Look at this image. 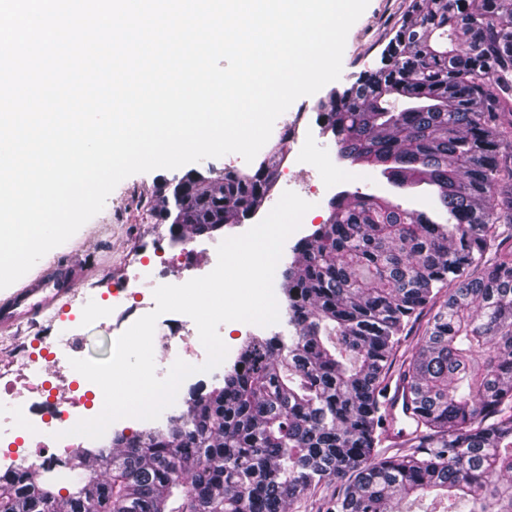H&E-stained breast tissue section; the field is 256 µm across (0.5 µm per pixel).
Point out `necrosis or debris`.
<instances>
[{
	"label": "necrosis or debris",
	"instance_id": "obj_1",
	"mask_svg": "<svg viewBox=\"0 0 512 512\" xmlns=\"http://www.w3.org/2000/svg\"><path fill=\"white\" fill-rule=\"evenodd\" d=\"M171 261L166 247L158 246L153 257L137 265L120 284L110 303L90 297L83 306L84 317L104 323L119 319L132 325L154 308L155 300L145 289L162 279ZM63 342L60 336H44L40 343L45 345V353H37L31 344L16 351L19 373L15 385L7 389L9 404L20 425L17 433L0 434V447L7 450L16 440H23L36 449L35 464L39 467L51 462L52 451L97 445L96 440L73 434L72 429L79 420L98 415V407L89 405L88 400L101 397L102 391L78 372L64 374L56 356Z\"/></svg>",
	"mask_w": 512,
	"mask_h": 512
}]
</instances>
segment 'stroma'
<instances>
[{
  "mask_svg": "<svg viewBox=\"0 0 512 512\" xmlns=\"http://www.w3.org/2000/svg\"><path fill=\"white\" fill-rule=\"evenodd\" d=\"M408 4L409 0H369L366 10L348 33L341 83H351L361 71L378 65L385 36L398 23ZM318 100L315 94L303 96L291 106L292 111L304 113L308 124L307 136L295 146L294 151L321 163H332L337 161L336 146L321 135L316 124L314 106ZM340 164L342 176H357L355 191L387 196L403 206L420 210L430 211L436 205L427 187L398 189L388 184L379 171L347 160ZM227 169L248 172L252 166L242 156L231 153L203 160L192 167L186 165L174 170L157 169L121 181L109 195L104 209L67 242L68 247L75 249L78 257L86 260L92 268L87 281L69 299L72 312H80L83 294L93 292L106 298L111 297L113 287L120 281L125 269L133 265L141 253H152L158 241L168 237V225L159 223L154 214L164 185L177 183L193 170L215 177ZM247 229L248 225L244 222L228 224L216 236L197 237L196 243L202 250L199 267L192 269L183 264L171 266L164 272L167 283L179 285L202 276L206 266L217 263L216 248L219 240L241 235ZM56 331L57 324L51 313L47 312L39 316L36 328L26 327L19 331L0 333V390L14 377L16 368L12 364V356L15 348L33 336H52ZM276 333L291 335L287 315H280L278 323L269 326L238 321L222 324L219 334L228 348L223 367L204 376L194 389H183L182 398H189L195 390L206 393L220 386L225 368L233 365L240 347L250 335L267 337ZM114 336V331L100 322H84L75 342L76 357L108 359Z\"/></svg>",
  "mask_w": 512,
  "mask_h": 512,
  "instance_id": "35a3bbf8",
  "label": "stroma"
}]
</instances>
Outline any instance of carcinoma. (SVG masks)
<instances>
[{
    "mask_svg": "<svg viewBox=\"0 0 512 512\" xmlns=\"http://www.w3.org/2000/svg\"><path fill=\"white\" fill-rule=\"evenodd\" d=\"M338 159L427 211L369 193L329 201L282 271L293 335L251 337L224 383L166 428L112 436L63 461L66 489L0 475V512H287L346 481L329 512H512V0H413L379 65L316 105ZM282 150L252 173L188 177L183 235L256 212ZM438 307L400 376L411 410L389 433L382 393L406 326ZM67 494H61V491ZM339 164L341 166V172H336V170L331 171L325 166L321 167L320 171L335 177H351L352 172L357 173L358 182L345 188L347 191L388 196L394 201L403 204L405 207L420 210L431 211L435 208L436 202L434 198L429 195V189L426 186L398 189L388 184L386 179L380 175V172L372 168L353 164L347 160H339ZM344 485V480H326L298 497L288 512H326L328 502L342 493Z\"/></svg>",
    "mask_w": 512,
    "mask_h": 512,
    "instance_id": "carcinoma-1",
    "label": "carcinoma"
}]
</instances>
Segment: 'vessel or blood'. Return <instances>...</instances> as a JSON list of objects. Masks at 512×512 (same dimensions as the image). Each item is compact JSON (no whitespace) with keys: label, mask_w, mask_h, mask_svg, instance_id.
Wrapping results in <instances>:
<instances>
[{"label":"vessel or blood","mask_w":512,"mask_h":512,"mask_svg":"<svg viewBox=\"0 0 512 512\" xmlns=\"http://www.w3.org/2000/svg\"><path fill=\"white\" fill-rule=\"evenodd\" d=\"M88 276L77 257L57 261L6 293H0V331L6 332L32 322L35 316L64 305Z\"/></svg>","instance_id":"b4317fda"}]
</instances>
